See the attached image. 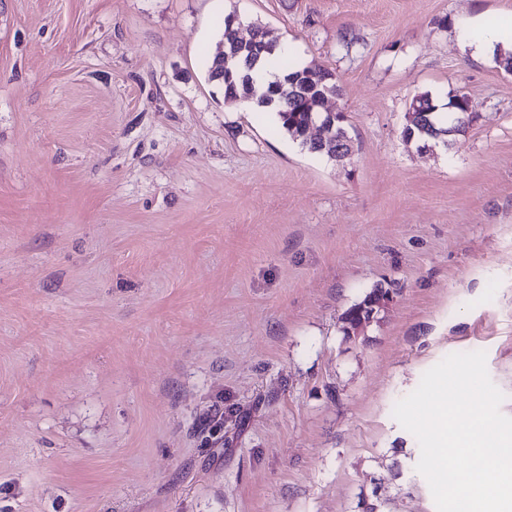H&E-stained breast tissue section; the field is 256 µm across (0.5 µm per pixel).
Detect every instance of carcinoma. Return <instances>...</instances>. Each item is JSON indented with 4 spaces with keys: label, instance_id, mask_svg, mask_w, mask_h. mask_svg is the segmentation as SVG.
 I'll use <instances>...</instances> for the list:
<instances>
[{
    "label": "carcinoma",
    "instance_id": "carcinoma-1",
    "mask_svg": "<svg viewBox=\"0 0 512 512\" xmlns=\"http://www.w3.org/2000/svg\"><path fill=\"white\" fill-rule=\"evenodd\" d=\"M238 25L239 18L236 13L225 15L222 32L224 54L205 61L208 79L223 86L225 99H251L258 112L266 111L270 103L276 104L275 120L280 130L309 152L336 159L335 152L324 150L305 138L311 117L322 107L323 97L318 95L316 84L325 69L317 64L301 66L289 62L281 54L277 43L267 39V32L260 25L254 26L252 40L243 42L237 36ZM250 58L257 60L259 67L267 63L287 65V78L262 92L257 91L252 70L248 66ZM404 134L407 139L422 143L429 139L428 134L421 131V113H414V119L407 122ZM382 295V289L372 290L347 309L344 322H357L361 314L368 312L369 304Z\"/></svg>",
    "mask_w": 512,
    "mask_h": 512
}]
</instances>
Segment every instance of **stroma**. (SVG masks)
<instances>
[{"mask_svg": "<svg viewBox=\"0 0 512 512\" xmlns=\"http://www.w3.org/2000/svg\"><path fill=\"white\" fill-rule=\"evenodd\" d=\"M232 11L336 76L350 160L208 82ZM509 11L0 0V512H436L396 402L482 351L512 416V73L455 39ZM387 291H383L382 288H376L368 293L363 299L351 305L344 315V322L353 324L360 320L359 316L362 313L368 312V306L370 303L374 301V299L379 298L384 295ZM390 301L389 294L386 296H382L379 299L375 300L372 304H370L369 314L366 317H363L359 325L355 328V331L352 332L351 338H355V335H358V332L362 330L368 323L374 320L378 312L384 307V305ZM348 326V325H347ZM347 326L345 328V332L348 335Z\"/></svg>", "mask_w": 512, "mask_h": 512, "instance_id": "obj_1", "label": "stroma"}]
</instances>
